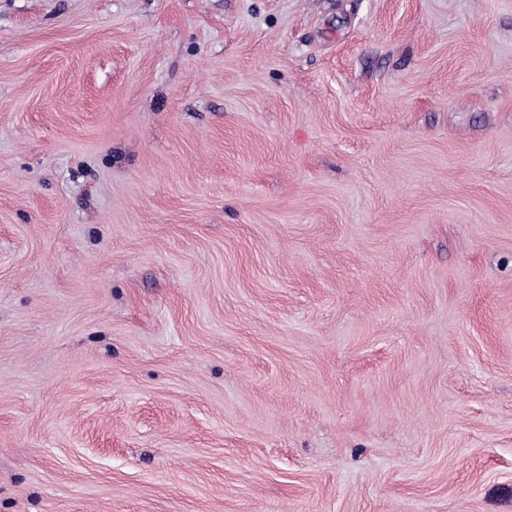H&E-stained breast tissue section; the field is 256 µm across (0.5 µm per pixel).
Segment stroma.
<instances>
[{
	"label": "stroma",
	"instance_id": "stroma-1",
	"mask_svg": "<svg viewBox=\"0 0 512 512\" xmlns=\"http://www.w3.org/2000/svg\"><path fill=\"white\" fill-rule=\"evenodd\" d=\"M0 512H512V0H0Z\"/></svg>",
	"mask_w": 512,
	"mask_h": 512
}]
</instances>
